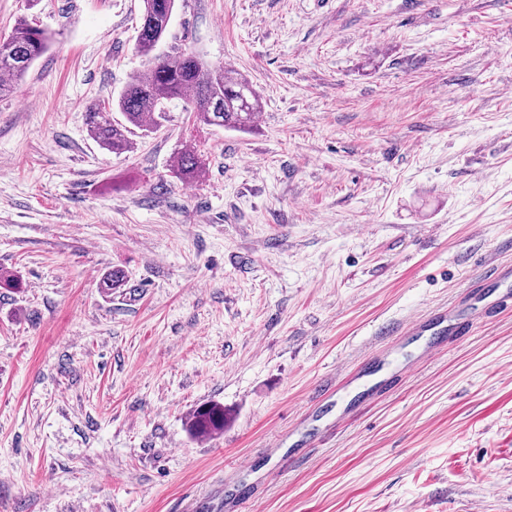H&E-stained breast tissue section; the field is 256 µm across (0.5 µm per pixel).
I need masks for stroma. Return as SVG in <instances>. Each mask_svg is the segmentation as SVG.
<instances>
[{
  "label": "stroma",
  "instance_id": "1",
  "mask_svg": "<svg viewBox=\"0 0 512 512\" xmlns=\"http://www.w3.org/2000/svg\"><path fill=\"white\" fill-rule=\"evenodd\" d=\"M140 16L0 0V39L53 36L0 96V512H241L231 488L242 512H512V309L270 453L381 325L512 261V0H176L158 53L234 68L262 111L240 132L174 100L115 155L86 113L146 69ZM211 402L223 432L192 436ZM203 156L195 148L185 149L176 160V174L180 179L193 180L204 167Z\"/></svg>",
  "mask_w": 512,
  "mask_h": 512
}]
</instances>
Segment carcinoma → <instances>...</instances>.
Instances as JSON below:
<instances>
[{
  "label": "carcinoma",
  "instance_id": "carcinoma-1",
  "mask_svg": "<svg viewBox=\"0 0 512 512\" xmlns=\"http://www.w3.org/2000/svg\"><path fill=\"white\" fill-rule=\"evenodd\" d=\"M176 0H142L138 51L148 59V68L133 74L113 101L127 124L112 120L111 108L94 107L87 112L89 135L105 150L122 154L132 148L127 136L131 124L139 129H155L162 119L164 105L174 99L193 107L196 119L208 126L234 130L253 127L261 111L260 97L253 86L236 70L208 65L192 52L174 55L156 53L168 33ZM50 45L43 29L19 23L0 42V94L13 91L30 67ZM204 167L202 155L188 148L176 160V174L193 180ZM224 428V407L205 405L191 419L190 431L206 435Z\"/></svg>",
  "mask_w": 512,
  "mask_h": 512
}]
</instances>
